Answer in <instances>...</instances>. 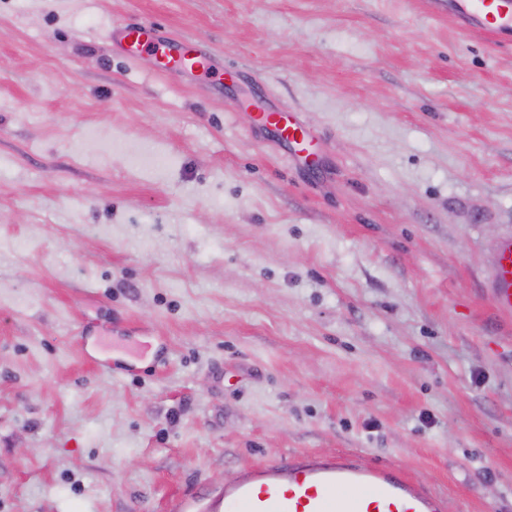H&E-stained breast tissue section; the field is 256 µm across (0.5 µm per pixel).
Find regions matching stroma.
Wrapping results in <instances>:
<instances>
[{
    "mask_svg": "<svg viewBox=\"0 0 512 512\" xmlns=\"http://www.w3.org/2000/svg\"><path fill=\"white\" fill-rule=\"evenodd\" d=\"M139 23L225 79L121 52ZM508 233L512 39L448 0H0V512L346 452L512 512ZM254 121L257 127L273 126L279 138L290 145L296 155L305 159L315 156L311 151L314 135L298 117L288 112L261 111L255 113ZM497 262L489 284V294L495 310L512 315V234L499 239Z\"/></svg>",
    "mask_w": 512,
    "mask_h": 512,
    "instance_id": "obj_1",
    "label": "stroma"
}]
</instances>
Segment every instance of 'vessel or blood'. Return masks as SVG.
Returning <instances> with one entry per match:
<instances>
[{
    "instance_id": "obj_1",
    "label": "vessel or blood",
    "mask_w": 512,
    "mask_h": 512,
    "mask_svg": "<svg viewBox=\"0 0 512 512\" xmlns=\"http://www.w3.org/2000/svg\"><path fill=\"white\" fill-rule=\"evenodd\" d=\"M448 10L463 23L495 35L512 33V9L505 0H448ZM125 52L142 51L166 70L208 73L210 59L187 43L158 39L152 25L119 29ZM259 127H274L298 156L311 157L314 135L287 112L255 113ZM489 284L495 310L512 315V234L499 239ZM208 512H444L443 500L403 471L362 464L356 455L302 456L244 474L214 497Z\"/></svg>"
}]
</instances>
